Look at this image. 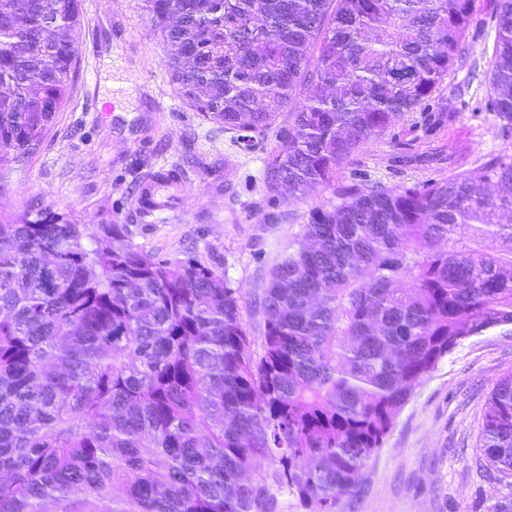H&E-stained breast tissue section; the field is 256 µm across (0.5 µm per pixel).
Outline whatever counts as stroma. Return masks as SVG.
<instances>
[{
  "label": "stroma",
  "mask_w": 512,
  "mask_h": 512,
  "mask_svg": "<svg viewBox=\"0 0 512 512\" xmlns=\"http://www.w3.org/2000/svg\"><path fill=\"white\" fill-rule=\"evenodd\" d=\"M495 11L496 0H476L462 56L434 102L354 153L334 186L292 193L266 177L274 132L246 139L182 102L140 0H83L70 100L33 153L0 169V209L37 203L92 231L122 224L146 254L196 258L238 289L260 350L270 270L311 211L336 202V189L423 187L479 175L491 156L512 154V136L488 108ZM160 98L168 111H157ZM160 173L169 180L155 196L160 207L145 210L140 191ZM511 370L512 326L465 340L415 389L338 512H487L501 489L480 478L473 456L493 383Z\"/></svg>",
  "instance_id": "stroma-1"
}]
</instances>
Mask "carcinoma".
Returning a JSON list of instances; mask_svg holds the SVG:
<instances>
[{"instance_id":"obj_1","label":"carcinoma","mask_w":512,"mask_h":512,"mask_svg":"<svg viewBox=\"0 0 512 512\" xmlns=\"http://www.w3.org/2000/svg\"><path fill=\"white\" fill-rule=\"evenodd\" d=\"M182 99L275 129L269 183L329 185L430 102L475 0H143ZM491 106L512 123V0ZM81 0H0V167L70 98ZM512 156L318 207L270 272L254 356L239 291L120 224L0 212V512H336L414 390L465 339L512 325ZM483 479L512 487V371L490 393Z\"/></svg>"}]
</instances>
